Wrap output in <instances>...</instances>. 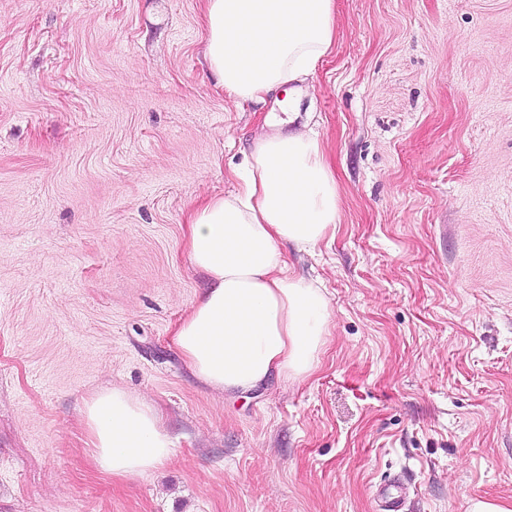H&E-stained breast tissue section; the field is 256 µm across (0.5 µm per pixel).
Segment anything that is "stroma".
Wrapping results in <instances>:
<instances>
[{"label": "stroma", "mask_w": 512, "mask_h": 512, "mask_svg": "<svg viewBox=\"0 0 512 512\" xmlns=\"http://www.w3.org/2000/svg\"><path fill=\"white\" fill-rule=\"evenodd\" d=\"M199 0H0V512H469L512 499V0H336L301 100L333 238L280 249L331 311L313 374L232 399L171 332L207 286L190 208L275 95L229 97ZM119 387L174 443L90 463ZM83 417L92 464L112 480L149 474L173 457V441L157 408L124 389L93 393Z\"/></svg>", "instance_id": "1"}]
</instances>
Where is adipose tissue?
<instances>
[{"label": "adipose tissue", "mask_w": 512, "mask_h": 512, "mask_svg": "<svg viewBox=\"0 0 512 512\" xmlns=\"http://www.w3.org/2000/svg\"><path fill=\"white\" fill-rule=\"evenodd\" d=\"M202 19L205 59L241 100L305 82L336 39L335 0H202ZM235 176V192L187 215L188 257L209 285L173 333L195 378L231 398L316 368L329 302L320 285L287 274L279 244L313 250L334 236L339 212L336 177L311 130L258 139ZM83 417L92 464L112 479L149 474L173 456L157 408L124 389L93 393Z\"/></svg>", "instance_id": "ef3b65f1"}]
</instances>
